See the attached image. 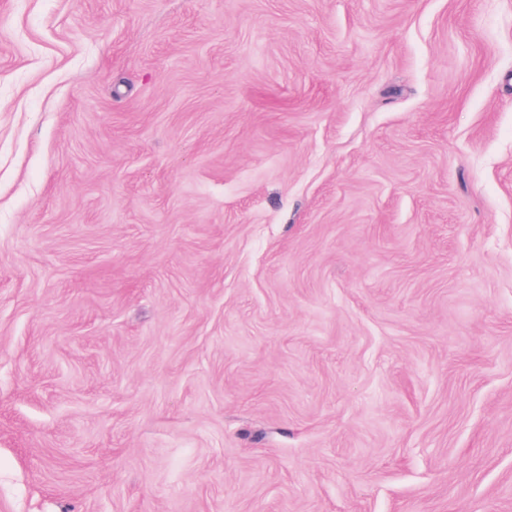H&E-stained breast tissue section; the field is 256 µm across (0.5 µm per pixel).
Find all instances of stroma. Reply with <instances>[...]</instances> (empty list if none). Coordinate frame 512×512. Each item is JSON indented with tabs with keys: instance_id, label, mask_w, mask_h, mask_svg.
<instances>
[{
	"instance_id": "1",
	"label": "stroma",
	"mask_w": 512,
	"mask_h": 512,
	"mask_svg": "<svg viewBox=\"0 0 512 512\" xmlns=\"http://www.w3.org/2000/svg\"><path fill=\"white\" fill-rule=\"evenodd\" d=\"M0 512H512V0H0Z\"/></svg>"
}]
</instances>
